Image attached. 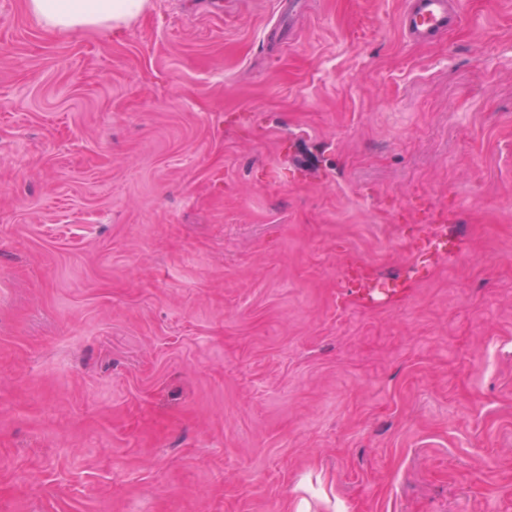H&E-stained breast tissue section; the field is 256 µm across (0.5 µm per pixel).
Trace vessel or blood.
<instances>
[{"label":"vessel or blood","instance_id":"1","mask_svg":"<svg viewBox=\"0 0 512 512\" xmlns=\"http://www.w3.org/2000/svg\"><path fill=\"white\" fill-rule=\"evenodd\" d=\"M460 18L457 0H405L399 26L410 42L426 43L447 34Z\"/></svg>","mask_w":512,"mask_h":512}]
</instances>
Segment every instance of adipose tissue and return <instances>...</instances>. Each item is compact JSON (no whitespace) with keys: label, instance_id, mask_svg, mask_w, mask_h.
I'll use <instances>...</instances> for the list:
<instances>
[{"label":"adipose tissue","instance_id":"ef3b65f1","mask_svg":"<svg viewBox=\"0 0 512 512\" xmlns=\"http://www.w3.org/2000/svg\"><path fill=\"white\" fill-rule=\"evenodd\" d=\"M148 0H27L29 12L62 35L92 29H120L138 18Z\"/></svg>","mask_w":512,"mask_h":512}]
</instances>
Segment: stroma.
I'll list each match as a JSON object with an SVG mask.
<instances>
[{
  "label": "stroma",
  "mask_w": 512,
  "mask_h": 512,
  "mask_svg": "<svg viewBox=\"0 0 512 512\" xmlns=\"http://www.w3.org/2000/svg\"><path fill=\"white\" fill-rule=\"evenodd\" d=\"M403 5L0 0V512H512V0ZM148 0H27L28 11L62 35L92 29L119 30L138 18ZM461 20L458 1L406 0L399 17L404 37L413 43L435 40Z\"/></svg>",
  "instance_id": "1"
}]
</instances>
